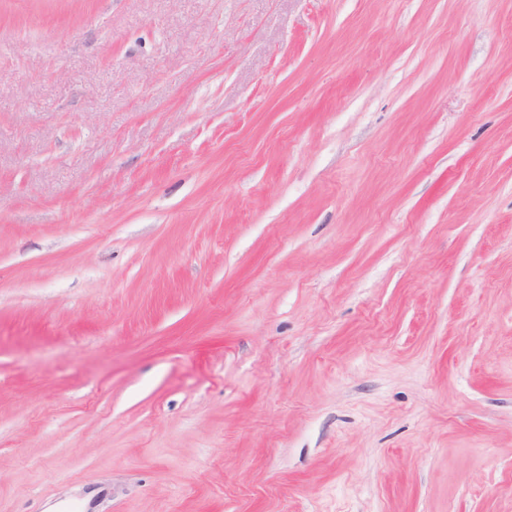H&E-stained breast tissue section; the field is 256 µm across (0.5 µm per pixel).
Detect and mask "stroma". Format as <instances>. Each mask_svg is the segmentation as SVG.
<instances>
[{"instance_id":"obj_1","label":"stroma","mask_w":512,"mask_h":512,"mask_svg":"<svg viewBox=\"0 0 512 512\" xmlns=\"http://www.w3.org/2000/svg\"><path fill=\"white\" fill-rule=\"evenodd\" d=\"M0 512H512V0H0Z\"/></svg>"}]
</instances>
